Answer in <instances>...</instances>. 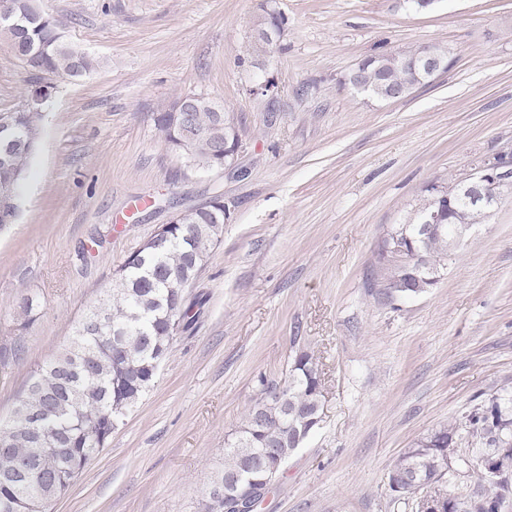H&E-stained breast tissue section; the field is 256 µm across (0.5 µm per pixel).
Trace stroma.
I'll return each mask as SVG.
<instances>
[{
  "mask_svg": "<svg viewBox=\"0 0 512 512\" xmlns=\"http://www.w3.org/2000/svg\"><path fill=\"white\" fill-rule=\"evenodd\" d=\"M263 0H39L99 58L54 78L15 224L0 232V421L31 371L65 345L114 270L178 212L230 207L153 387L50 512H199L260 377L293 350L318 358L322 422L288 459L262 512H393L405 448L512 386V198L475 225L436 286L386 293L379 252L426 186L512 148V0H276V99L249 94L244 61ZM439 43L448 70L408 97L343 86L364 57ZM30 74L0 34V112ZM196 93L234 113L245 150L194 169L156 126ZM40 307L22 325L17 301Z\"/></svg>",
  "mask_w": 512,
  "mask_h": 512,
  "instance_id": "stroma-1",
  "label": "stroma"
}]
</instances>
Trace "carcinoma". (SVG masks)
I'll use <instances>...</instances> for the list:
<instances>
[{"label":"carcinoma","mask_w":512,"mask_h":512,"mask_svg":"<svg viewBox=\"0 0 512 512\" xmlns=\"http://www.w3.org/2000/svg\"><path fill=\"white\" fill-rule=\"evenodd\" d=\"M9 9L22 18L19 38L11 42L20 59L33 55L42 76L80 79L93 74L99 62L90 52L67 41L59 25L40 11L35 0H9ZM286 19L269 8L255 29L276 46ZM427 53L448 59L442 45L381 51L363 58L359 72L372 78L381 72L385 85L409 96L429 83L413 65ZM224 104L205 98L185 122L165 111L156 119L166 147L188 167L215 168L224 163V139L215 137L217 111ZM42 113L18 107L0 112V139L15 142L14 150L0 156V195L19 193L41 136ZM453 224H479L480 214L460 204L442 211ZM224 230L223 198L216 196L192 208L176 224H168L165 237L153 249L139 248L114 271L104 297L76 322L68 346L45 360L29 376L13 417L0 423V512H25L26 503L48 496L43 468L57 462L52 477L58 486L75 480L101 452L107 433L124 412L134 406L153 384L155 362L166 360L179 329L188 325L192 305L187 285L197 278ZM387 293L402 296L424 293L426 288H402L412 275H427L448 261V232L420 238L415 224H398L385 238L379 253ZM323 396L322 371L315 355L298 349L289 355L281 381L260 378V390L248 410L244 425L224 446V468L216 472L201 502L200 512H224V492L229 478L253 487L260 504L279 478L288 457L320 425ZM38 415L35 427L27 425ZM473 444L488 447L490 460L483 467L471 463L473 448L461 447V431ZM512 393L506 391L480 402L460 422L443 425L405 449L391 472L407 481L392 501L410 508L416 493H426L443 503L444 512H503L512 498ZM17 468L27 470L14 482Z\"/></svg>","instance_id":"1"}]
</instances>
